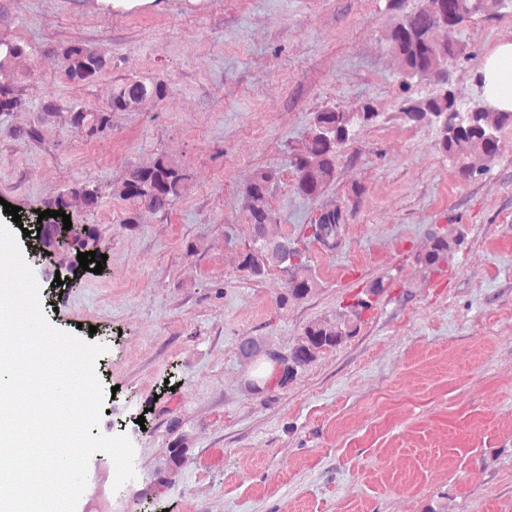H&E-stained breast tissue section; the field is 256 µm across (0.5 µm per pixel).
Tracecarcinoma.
<instances>
[{"instance_id":"cac0c4a2","label":"carcinoma","mask_w":512,"mask_h":512,"mask_svg":"<svg viewBox=\"0 0 512 512\" xmlns=\"http://www.w3.org/2000/svg\"><path fill=\"white\" fill-rule=\"evenodd\" d=\"M490 2L418 0L414 9L386 29L381 37L386 51L398 62L403 93L399 108L401 118L414 125H438L442 132L443 153L459 177L465 180L476 173L469 163L472 156L481 155L488 163L497 157L498 133L503 127L512 126V112L479 105L464 108L450 89L417 98L412 97L410 91L418 80L435 82L438 69L463 54L457 45L437 40L435 33L442 28L459 27L474 16L493 10ZM53 52L61 60L63 75L73 83L94 82L112 69V53L104 47L74 41L57 45ZM26 54V45L0 36V114L28 107L27 102L15 92V84L20 77L13 69L14 60ZM168 94V84L163 80L132 76L113 82L112 94L104 107L86 108L74 104L63 109L49 97L39 102L35 111L44 119L59 121L67 131L91 141L112 132V114L134 112L148 101H163ZM378 117L379 112L369 103L360 112L325 107L314 113L304 146L292 151L288 159L293 173L292 187L296 193L313 200L319 198L336 179L341 149ZM276 175L273 170H258L239 190L242 212L251 225L252 234L241 251L238 270L251 279H260L271 269H278L286 281L285 292L279 302L286 303L306 298L319 287V283L308 260L295 247V241L271 231L276 220L270 204V186ZM188 190L185 169L165 155L156 157L149 166L128 165L120 180L112 186V194L128 204L123 219L128 227L137 223L141 210L170 211ZM101 200L102 195L96 186L82 183L59 192L45 202V208L70 215L77 208L95 210L101 205ZM346 219V212L339 207L320 208L310 223L300 227V232L317 242L323 252L334 254L343 246ZM65 234L71 239V245L57 254L56 259L68 272L79 270L77 254L80 252L94 251L96 260H101L106 242L96 226L74 223ZM458 244L456 239L435 233L429 249L416 255V262L424 273L429 274L449 262ZM384 290V284L378 281L372 284L365 296L355 298L334 317L305 326L297 343L283 358L282 373L265 375L260 383H250V390L269 395L287 387L298 372L313 363L321 353L356 335L363 313L372 307L373 297ZM263 348L261 341L247 336L239 345V354L251 364Z\"/></svg>"}]
</instances>
